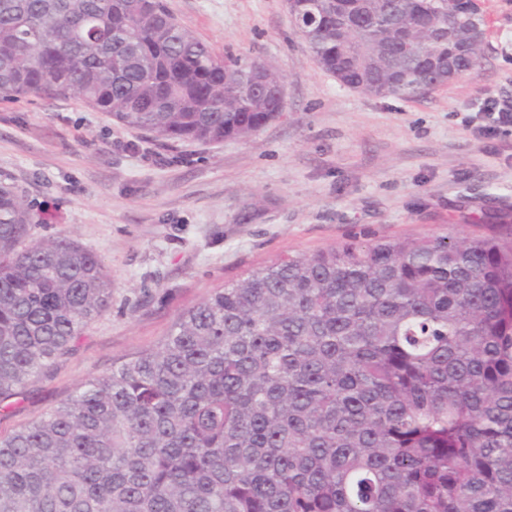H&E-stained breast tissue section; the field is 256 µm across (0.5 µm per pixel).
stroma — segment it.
<instances>
[{"instance_id": "stroma-1", "label": "stroma", "mask_w": 512, "mask_h": 512, "mask_svg": "<svg viewBox=\"0 0 512 512\" xmlns=\"http://www.w3.org/2000/svg\"><path fill=\"white\" fill-rule=\"evenodd\" d=\"M164 2L216 54L282 76L284 115L248 139L201 144L127 129L73 97L0 101V184L29 207L33 238L72 236L112 279L111 308L11 398L0 436L282 254L462 234L512 215V126L489 140L466 122L484 95L512 98V0H479L480 65L414 100L341 86L310 55L286 0Z\"/></svg>"}]
</instances>
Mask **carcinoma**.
I'll return each instance as SVG.
<instances>
[{
  "mask_svg": "<svg viewBox=\"0 0 512 512\" xmlns=\"http://www.w3.org/2000/svg\"><path fill=\"white\" fill-rule=\"evenodd\" d=\"M317 65L428 94L447 0H321ZM481 63V44L456 62ZM215 54L163 0H0V100L69 96L163 140L278 118L281 77ZM0 185V411L112 305L98 255L31 241ZM0 512H512V223L282 256L184 310L155 347L0 437Z\"/></svg>",
  "mask_w": 512,
  "mask_h": 512,
  "instance_id": "obj_1",
  "label": "carcinoma"
}]
</instances>
